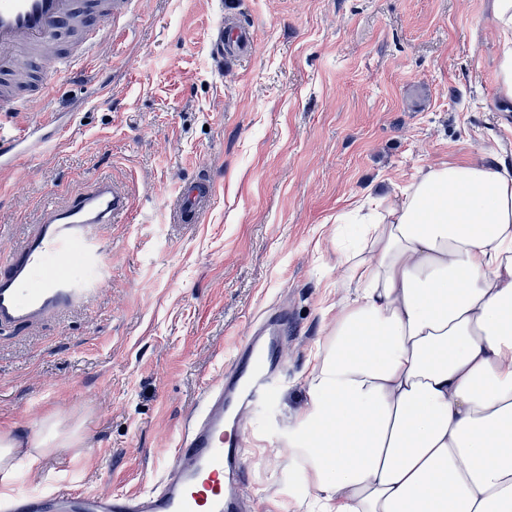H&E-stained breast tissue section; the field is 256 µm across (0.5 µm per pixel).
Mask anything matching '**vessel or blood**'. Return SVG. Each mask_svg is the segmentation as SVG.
<instances>
[{
    "mask_svg": "<svg viewBox=\"0 0 512 512\" xmlns=\"http://www.w3.org/2000/svg\"><path fill=\"white\" fill-rule=\"evenodd\" d=\"M131 0H0V103L16 112L43 109L49 82L33 80L43 68L60 77L76 66L108 67L96 53L100 27L126 18ZM254 43L250 27L226 23L214 35L216 55L244 57ZM55 112L12 130L0 128V171L14 170L53 139ZM213 185L201 176L184 190L173 220L195 223L209 206ZM129 191L99 177L62 204L44 207L36 229L0 257V328L23 327L76 304L84 294L78 280L64 275L73 259L100 265L94 237L102 225L121 221ZM275 343L249 338L233 361L231 379L208 383L201 407L181 432L165 475L137 493L60 489L0 498V512H242L234 487L245 447L241 419L267 401L277 368Z\"/></svg>",
    "mask_w": 512,
    "mask_h": 512,
    "instance_id": "b4317fda",
    "label": "vessel or blood"
}]
</instances>
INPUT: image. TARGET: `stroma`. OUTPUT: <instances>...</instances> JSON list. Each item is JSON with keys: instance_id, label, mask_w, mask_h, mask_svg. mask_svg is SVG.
Here are the masks:
<instances>
[{"instance_id": "obj_1", "label": "stroma", "mask_w": 512, "mask_h": 512, "mask_svg": "<svg viewBox=\"0 0 512 512\" xmlns=\"http://www.w3.org/2000/svg\"><path fill=\"white\" fill-rule=\"evenodd\" d=\"M490 0H132L104 29L112 73L53 83L71 113L21 168L0 174V255L40 206L81 182L127 184L125 220L100 228L110 270L79 304L0 329V433L72 436L4 494L152 488L205 385L257 323L286 309L271 400L247 414L241 498L251 512H306L288 425L345 296L337 216L419 171L493 152L512 162L499 112ZM250 57L218 61L228 18ZM207 173L199 223L175 224L182 185ZM253 33L249 26L235 22L221 24L215 32L212 49L217 56L244 57L252 53Z\"/></svg>"}]
</instances>
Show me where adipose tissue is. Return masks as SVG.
I'll list each match as a JSON object with an SVG mask.
<instances>
[{"mask_svg":"<svg viewBox=\"0 0 512 512\" xmlns=\"http://www.w3.org/2000/svg\"><path fill=\"white\" fill-rule=\"evenodd\" d=\"M512 112V0H491ZM337 244L341 302L288 426L312 512H512V164L420 171ZM49 448L0 434V485Z\"/></svg>","mask_w":512,"mask_h":512,"instance_id":"ef3b65f1","label":"adipose tissue"}]
</instances>
